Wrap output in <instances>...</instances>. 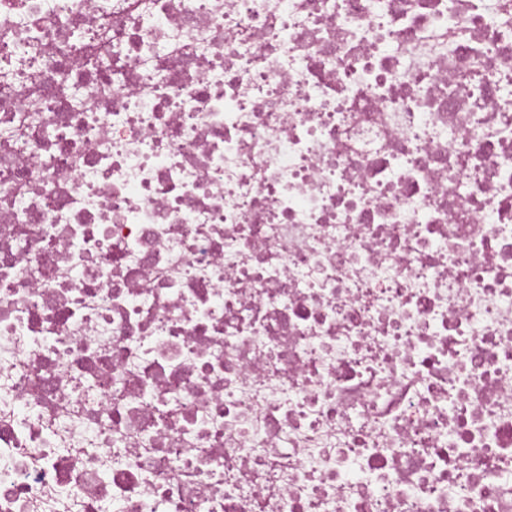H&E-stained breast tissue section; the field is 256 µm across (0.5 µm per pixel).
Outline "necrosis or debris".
<instances>
[{"instance_id":"obj_1","label":"necrosis or debris","mask_w":512,"mask_h":512,"mask_svg":"<svg viewBox=\"0 0 512 512\" xmlns=\"http://www.w3.org/2000/svg\"><path fill=\"white\" fill-rule=\"evenodd\" d=\"M512 512V0H0V512Z\"/></svg>"}]
</instances>
